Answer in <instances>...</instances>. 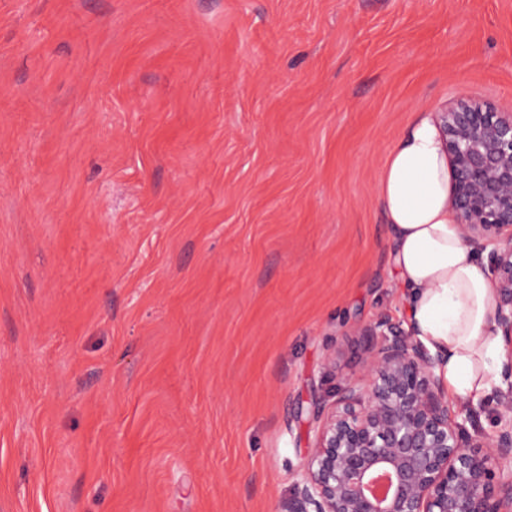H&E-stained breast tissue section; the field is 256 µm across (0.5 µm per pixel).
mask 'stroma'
<instances>
[{
    "mask_svg": "<svg viewBox=\"0 0 512 512\" xmlns=\"http://www.w3.org/2000/svg\"><path fill=\"white\" fill-rule=\"evenodd\" d=\"M461 100L512 0H0V512H285Z\"/></svg>",
    "mask_w": 512,
    "mask_h": 512,
    "instance_id": "obj_1",
    "label": "stroma"
}]
</instances>
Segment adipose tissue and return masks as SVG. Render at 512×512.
Returning a JSON list of instances; mask_svg holds the SVG:
<instances>
[{
	"mask_svg": "<svg viewBox=\"0 0 512 512\" xmlns=\"http://www.w3.org/2000/svg\"><path fill=\"white\" fill-rule=\"evenodd\" d=\"M450 172L442 128L422 112L387 153L379 182L394 232L393 265L410 292L409 321L439 360L449 398L492 395L502 349L488 329L493 288L461 237L449 204Z\"/></svg>",
	"mask_w": 512,
	"mask_h": 512,
	"instance_id": "adipose-tissue-1",
	"label": "adipose tissue"
}]
</instances>
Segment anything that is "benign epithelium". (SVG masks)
Instances as JSON below:
<instances>
[{
	"label": "benign epithelium",
	"mask_w": 512,
	"mask_h": 512,
	"mask_svg": "<svg viewBox=\"0 0 512 512\" xmlns=\"http://www.w3.org/2000/svg\"><path fill=\"white\" fill-rule=\"evenodd\" d=\"M443 132L450 204L495 285L490 330L505 345L496 430L474 439L473 400L451 413L439 357L380 319L357 329L366 369L336 386L286 512H512V113L460 102Z\"/></svg>",
	"instance_id": "obj_1"
}]
</instances>
